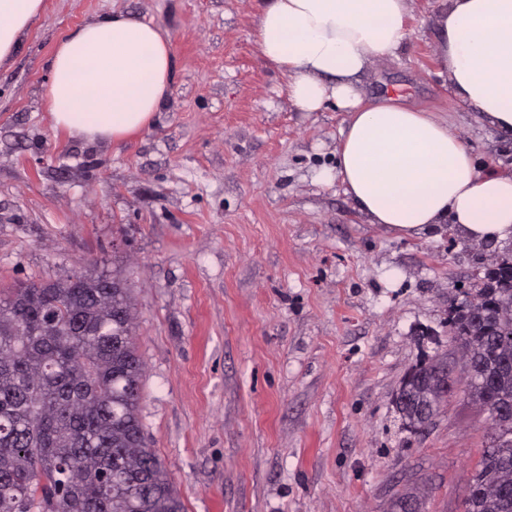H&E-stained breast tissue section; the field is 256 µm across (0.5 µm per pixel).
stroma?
Returning <instances> with one entry per match:
<instances>
[{
	"label": "stroma",
	"instance_id": "stroma-1",
	"mask_svg": "<svg viewBox=\"0 0 512 512\" xmlns=\"http://www.w3.org/2000/svg\"><path fill=\"white\" fill-rule=\"evenodd\" d=\"M260 0H44L0 67V286L120 269L145 365L140 416L186 512H464L490 441L449 397L412 432L393 398L417 361L458 368L448 304L512 257L446 223H369L336 174L349 115L296 110L257 45ZM440 0H409L395 56L360 78L447 119L479 170L512 132L455 94ZM114 13L162 26L172 92L150 129L91 143L47 112L57 43Z\"/></svg>",
	"mask_w": 512,
	"mask_h": 512
}]
</instances>
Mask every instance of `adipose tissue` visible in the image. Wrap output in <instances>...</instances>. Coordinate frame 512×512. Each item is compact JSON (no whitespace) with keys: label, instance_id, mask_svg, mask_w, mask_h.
<instances>
[{"label":"adipose tissue","instance_id":"adipose-tissue-1","mask_svg":"<svg viewBox=\"0 0 512 512\" xmlns=\"http://www.w3.org/2000/svg\"><path fill=\"white\" fill-rule=\"evenodd\" d=\"M43 0H0V65L12 59ZM408 0H264L261 55L287 78L291 104L349 112L336 170L370 223L404 236L452 222L467 237L512 236V175L478 171L446 120L393 98L365 102L359 75L395 55ZM440 58L457 95L512 130V0H445ZM174 57L156 24L118 13L64 38L51 59L54 128L114 141L150 128L172 91Z\"/></svg>","mask_w":512,"mask_h":512}]
</instances>
